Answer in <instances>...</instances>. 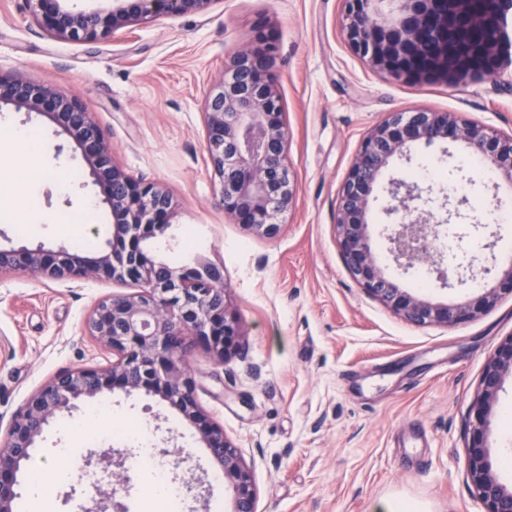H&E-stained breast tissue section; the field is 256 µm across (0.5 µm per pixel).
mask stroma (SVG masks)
Returning <instances> with one entry per match:
<instances>
[{"label":"stroma","mask_w":512,"mask_h":512,"mask_svg":"<svg viewBox=\"0 0 512 512\" xmlns=\"http://www.w3.org/2000/svg\"><path fill=\"white\" fill-rule=\"evenodd\" d=\"M343 0H212L209 7L134 25L98 41L66 42L33 20L28 0H0V71L77 97L132 177L154 182L175 202L172 226L151 253L173 267L201 258L224 269L239 348L224 361L201 344L187 365L199 405L223 427L249 468L256 512H384L402 500L422 512H484L465 479L468 409L484 366L512 334V298L456 325L419 327L372 299L352 278L336 238L337 191L366 133L388 113L414 108L456 112L512 131V69L453 87L411 84L372 70L345 44ZM279 44L277 76L286 106L295 201L273 239L225 214L220 184L204 151L202 99L224 63L258 22ZM13 125L43 139L41 153L15 145L0 154V175L18 192L39 184L42 223L32 230L0 221V246L71 248V219L98 197L85 163L45 118L6 107ZM460 145L413 146L381 177L369 232L380 264L402 287L435 300L473 298L470 285L442 287L427 269L403 271L381 235L390 179L455 188L470 213L493 232L499 264L512 261V189L487 170L456 182L466 166ZM131 284L92 279L0 277V433L27 399L65 369L101 368L113 356L86 331L104 297ZM108 412L89 404L45 430L33 462L63 465L62 449L88 454L113 447L131 481L127 512H138L151 485L132 445L86 440L88 430L129 422L147 430V446L175 469L183 512H228L223 481L195 428L168 403L140 392H106ZM487 444L501 481L512 485V376H506Z\"/></svg>","instance_id":"stroma-1"}]
</instances>
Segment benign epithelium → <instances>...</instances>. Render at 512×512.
I'll return each instance as SVG.
<instances>
[{
  "instance_id": "benign-epithelium-1",
  "label": "benign epithelium",
  "mask_w": 512,
  "mask_h": 512,
  "mask_svg": "<svg viewBox=\"0 0 512 512\" xmlns=\"http://www.w3.org/2000/svg\"><path fill=\"white\" fill-rule=\"evenodd\" d=\"M63 0H30L35 22L50 36L93 41L135 24L200 11L213 0H113L112 12L74 13ZM385 0H344L343 29L351 50L392 78L413 83L459 86L495 78L512 66V0H398L394 17ZM277 37L259 26L225 64L222 80L202 104L206 150L221 184L224 213L234 223L273 239L279 216L289 210L294 186L288 161L285 108L275 71ZM35 112L53 123L79 152L102 202L112 214V238L87 255L42 247H0V277L30 274L51 279L100 278L130 282L138 291L100 300L86 322L90 336L112 351L107 368L57 373L31 395L11 418L0 440V512H14L20 465L32 457L47 426L60 414L104 391H134L176 408L198 431L200 441L224 475L229 512H255L251 473L236 447L198 406L186 366L194 342L224 359L239 346V330L229 313L223 269L204 260L173 268L149 256V244L171 224L174 203L160 186L130 176L114 159L94 113L75 97L21 74L0 73V107ZM455 142L479 157L512 186V133H497L455 112H393L363 138L337 199V238L344 263L373 299L417 325H454L492 309L512 296V262L472 256L452 267L431 256L446 224L470 219L464 198L419 183L392 182L385 214L392 219L388 252L405 270L427 267L445 287L484 281L494 285L465 303L434 302L400 287L381 267L369 234L367 214L374 192L391 161L413 145ZM512 376V334L487 360L468 413L465 476L484 512H512V485L504 484L486 443L489 419L505 376ZM128 480L112 472L97 490L89 512H125L121 501Z\"/></svg>"
}]
</instances>
